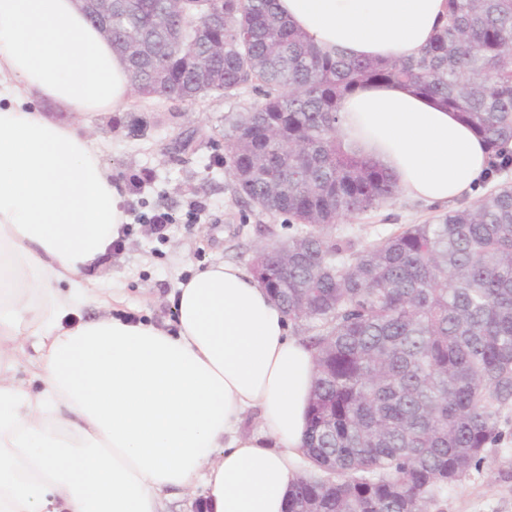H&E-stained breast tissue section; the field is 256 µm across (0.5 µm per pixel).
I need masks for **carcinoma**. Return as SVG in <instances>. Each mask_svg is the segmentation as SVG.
I'll return each instance as SVG.
<instances>
[{
    "mask_svg": "<svg viewBox=\"0 0 512 512\" xmlns=\"http://www.w3.org/2000/svg\"><path fill=\"white\" fill-rule=\"evenodd\" d=\"M224 14V24L206 18ZM112 46L133 95L195 103L252 89L228 119L235 196L293 234L255 271L314 354L304 455L317 476L288 512H429L480 465L512 407V184L356 247L332 227L396 198V180L344 147L343 98L399 83L512 141V0H448L419 56L324 51L276 0H112Z\"/></svg>",
    "mask_w": 512,
    "mask_h": 512,
    "instance_id": "cac0c4a2",
    "label": "carcinoma"
}]
</instances>
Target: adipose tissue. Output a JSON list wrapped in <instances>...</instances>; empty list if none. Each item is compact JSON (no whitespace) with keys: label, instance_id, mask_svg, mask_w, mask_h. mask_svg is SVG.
I'll return each instance as SVG.
<instances>
[{"label":"adipose tissue","instance_id":"1","mask_svg":"<svg viewBox=\"0 0 512 512\" xmlns=\"http://www.w3.org/2000/svg\"><path fill=\"white\" fill-rule=\"evenodd\" d=\"M277 7L320 47L394 60L429 43L448 0ZM131 100L121 55L75 0H0V512H164L171 490L202 494L206 512H284L314 356L268 291L216 260L177 284L172 320L112 312L121 293L98 271L126 196L90 119ZM340 116L346 146L428 206L470 202L497 161L400 84L356 88Z\"/></svg>","mask_w":512,"mask_h":512}]
</instances>
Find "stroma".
<instances>
[{
  "mask_svg": "<svg viewBox=\"0 0 512 512\" xmlns=\"http://www.w3.org/2000/svg\"><path fill=\"white\" fill-rule=\"evenodd\" d=\"M256 95H211L188 106L177 101L132 100L123 112L96 115L102 162L123 182L130 229L113 247L100 274L123 287L118 313L156 322L171 319L168 300L178 281L215 259L250 265L260 246L285 238L281 217L257 213L234 200L224 155V118L242 111ZM142 120L147 133L129 128ZM171 214L163 234L144 217ZM437 208L397 198L357 219L334 226L364 247L408 224H425ZM501 443L489 448L479 468L437 496L430 512H512V410L503 412Z\"/></svg>",
  "mask_w": 512,
  "mask_h": 512,
  "instance_id": "1",
  "label": "stroma"
}]
</instances>
